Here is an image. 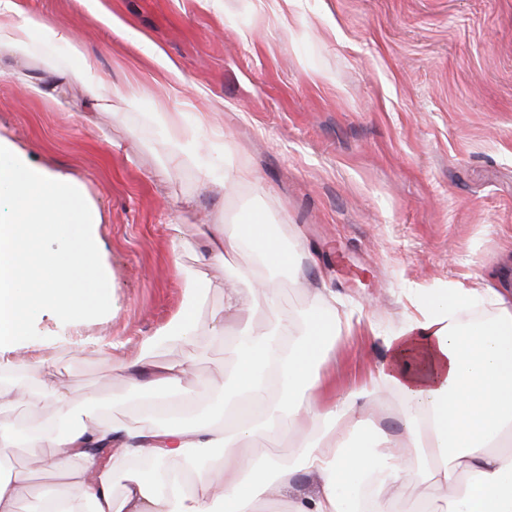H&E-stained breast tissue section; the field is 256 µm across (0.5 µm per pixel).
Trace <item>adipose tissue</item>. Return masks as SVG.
Listing matches in <instances>:
<instances>
[{"label":"adipose tissue","instance_id":"obj_1","mask_svg":"<svg viewBox=\"0 0 512 512\" xmlns=\"http://www.w3.org/2000/svg\"><path fill=\"white\" fill-rule=\"evenodd\" d=\"M31 20L16 0H0V48L34 51ZM43 44L62 47L65 56L41 78L36 93L59 102L65 84L78 82L91 105L102 99L95 60L66 33L41 29ZM170 163L192 159L203 142L189 135L178 112H156ZM225 256L250 250V265L232 268L249 281L243 296L234 284L224 290V308L262 311L265 325L248 331L236 345L223 383L205 384L216 411L199 410L185 426L156 417L130 426L97 411L74 421L67 395L47 377L32 387L48 400L25 399L0 386V416L27 401L42 422L18 439L0 427V447L25 443L46 449L43 467L57 482L41 487L27 472L0 474V512H23L32 499L41 512H267L284 502L289 512H512V293L496 288L453 292L417 300L416 316L386 341L387 357L375 386L349 390L337 402L320 405L314 395L319 365L333 333L321 313L294 320L279 310V289L269 267L298 269L296 253L281 247L267 225L241 219L233 229L213 225ZM487 298L491 318L471 324L459 317L475 298ZM188 321L145 339L120 369L136 384L175 382L187 362L157 365L156 353L187 343ZM400 391L409 404L399 434L364 431L356 415L379 390ZM289 446L288 455L276 448ZM220 449V460L201 466L197 451ZM151 460L154 470L133 472L131 460ZM320 481L319 491L293 497L298 474ZM412 485L418 492L401 496Z\"/></svg>","mask_w":512,"mask_h":512}]
</instances>
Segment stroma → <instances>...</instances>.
Here are the masks:
<instances>
[{"label": "stroma", "instance_id": "1", "mask_svg": "<svg viewBox=\"0 0 512 512\" xmlns=\"http://www.w3.org/2000/svg\"><path fill=\"white\" fill-rule=\"evenodd\" d=\"M17 2L137 98L90 113L72 83L46 103L28 87L42 58L0 51V139L82 189L109 282L107 315L64 324L41 312L39 339L20 345L29 372L51 373L76 408L93 400L143 424L113 364L182 314L190 343L159 359L190 361L174 390L207 405L200 383L223 380L245 327H262V313L224 309L228 269L210 257L206 210L229 227L263 213L289 249L306 246L303 279L267 274L284 313L321 309L333 324L321 365L330 399L374 385L413 293L512 290V0H100L161 63L80 0ZM161 106L190 130L207 116L193 160L167 163L150 118ZM241 162L256 184L228 197L201 189L202 167ZM184 267L203 288L193 305ZM98 18L110 31L116 33L121 39L129 43L141 54L151 57L157 56L156 48L145 36L120 23L114 26L111 12L103 9L99 13Z\"/></svg>", "mask_w": 512, "mask_h": 512}]
</instances>
